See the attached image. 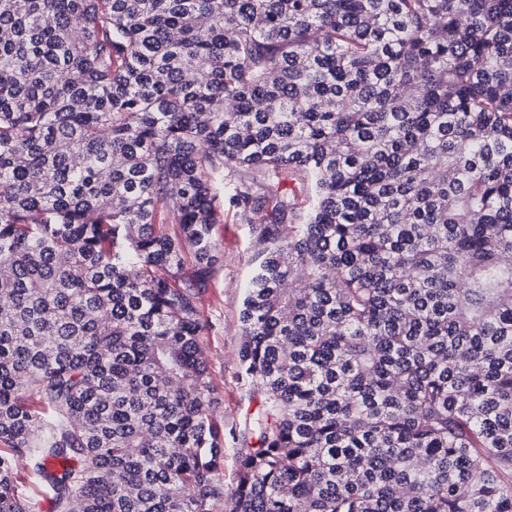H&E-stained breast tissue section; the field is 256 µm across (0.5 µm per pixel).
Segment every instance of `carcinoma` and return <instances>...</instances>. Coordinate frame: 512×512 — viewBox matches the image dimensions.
Segmentation results:
<instances>
[{
	"instance_id": "cac0c4a2",
	"label": "carcinoma",
	"mask_w": 512,
	"mask_h": 512,
	"mask_svg": "<svg viewBox=\"0 0 512 512\" xmlns=\"http://www.w3.org/2000/svg\"><path fill=\"white\" fill-rule=\"evenodd\" d=\"M226 194L224 512H512V0H0V512H215ZM223 221L215 225L217 241L214 273L200 291L199 304L211 329L203 337L208 360L216 423L224 429V491L235 485L236 455L252 443L254 434L245 424L256 409L242 378L237 357L241 339L239 313L245 288L258 262L256 233L246 224L228 198L224 200ZM18 491L34 505V512H53L49 495L44 491L41 479L30 467H21Z\"/></svg>"
}]
</instances>
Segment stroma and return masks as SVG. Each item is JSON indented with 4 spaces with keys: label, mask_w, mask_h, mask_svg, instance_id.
I'll return each instance as SVG.
<instances>
[{
    "label": "stroma",
    "mask_w": 512,
    "mask_h": 512,
    "mask_svg": "<svg viewBox=\"0 0 512 512\" xmlns=\"http://www.w3.org/2000/svg\"><path fill=\"white\" fill-rule=\"evenodd\" d=\"M224 215L214 229L217 241L214 273L199 294L202 312L211 328L203 338L208 360L216 423L224 431V486L235 484L236 455L252 442L246 422L256 408L249 397L237 357L241 339L239 313L245 288L258 262L256 234L232 205H224Z\"/></svg>",
    "instance_id": "35a3bbf8"
}]
</instances>
